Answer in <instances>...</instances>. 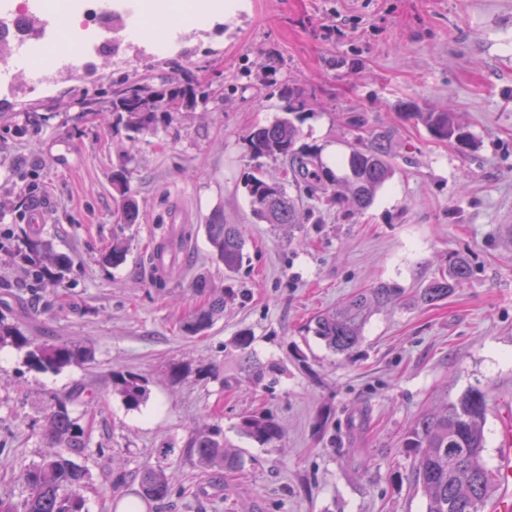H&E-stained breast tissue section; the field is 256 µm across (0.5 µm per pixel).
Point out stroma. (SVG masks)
<instances>
[{
    "label": "stroma",
    "instance_id": "1",
    "mask_svg": "<svg viewBox=\"0 0 512 512\" xmlns=\"http://www.w3.org/2000/svg\"><path fill=\"white\" fill-rule=\"evenodd\" d=\"M208 26L156 54V37L123 39L118 64L97 59L75 78L19 82L0 92V317L27 336L86 345L92 362L59 371L29 366L26 348H0V501L27 494L23 470L45 450L53 398L92 388L75 404L92 421L80 463L87 512H122L156 449L172 447L174 490L141 512H424L402 446L413 421L468 389L487 394L486 461L512 411V0H193ZM191 73L208 105L168 129L117 124L112 92L123 76L161 86ZM306 102L294 122L299 147L335 177L347 173L354 137L390 134L393 176L352 216L322 204L303 224L252 214L246 182L256 170L283 177L282 162L252 159L247 135L283 117L289 89ZM451 111L470 144L439 141L401 105ZM368 120L362 130L351 115ZM124 171L139 203L136 223L115 217L112 175ZM186 215L187 252L153 287L148 259L173 212ZM238 225L235 272L211 258L214 213ZM128 246L106 263L114 238ZM46 241L71 261L59 288H40L11 252ZM465 255L471 276L429 306L415 293ZM206 277L224 314L190 336L183 317L204 302ZM381 282L405 294L374 308L363 341L333 353L312 331L319 313ZM251 335L248 353L236 346ZM276 365L260 384L248 363ZM182 376L170 377L171 367ZM208 377H199L202 369ZM146 380L130 410L115 373ZM262 412L281 441L241 437L240 414ZM220 426L237 472L204 471L189 449L201 423Z\"/></svg>",
    "mask_w": 512,
    "mask_h": 512
}]
</instances>
